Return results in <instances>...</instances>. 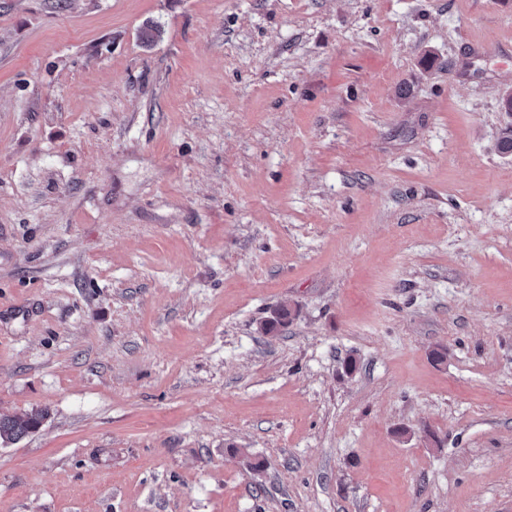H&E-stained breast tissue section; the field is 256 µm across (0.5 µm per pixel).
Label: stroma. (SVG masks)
Returning <instances> with one entry per match:
<instances>
[{
	"label": "stroma",
	"mask_w": 512,
	"mask_h": 512,
	"mask_svg": "<svg viewBox=\"0 0 512 512\" xmlns=\"http://www.w3.org/2000/svg\"><path fill=\"white\" fill-rule=\"evenodd\" d=\"M509 94L512 0H0V512H512ZM45 411L26 413L20 416H0V440L17 441L37 430L46 419Z\"/></svg>",
	"instance_id": "obj_1"
}]
</instances>
